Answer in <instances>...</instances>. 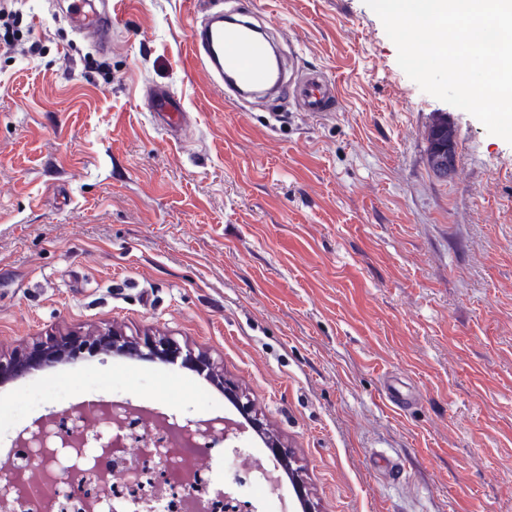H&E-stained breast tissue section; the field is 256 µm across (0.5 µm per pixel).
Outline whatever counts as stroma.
I'll use <instances>...</instances> for the list:
<instances>
[{"instance_id": "stroma-1", "label": "stroma", "mask_w": 512, "mask_h": 512, "mask_svg": "<svg viewBox=\"0 0 512 512\" xmlns=\"http://www.w3.org/2000/svg\"><path fill=\"white\" fill-rule=\"evenodd\" d=\"M299 69L342 92L313 119L239 106L190 63L217 0H124L100 54L54 0H0V356L111 326L207 354L217 381L133 352L0 378V466L78 402L179 418L251 398L311 512H512V144L423 92L364 0H242ZM181 96L167 136L145 87ZM456 129L448 177L429 127ZM408 406L384 397L385 382ZM250 461L197 456L257 512ZM448 115L438 114L430 126L428 162L432 170L440 175H448V136L452 131L448 128Z\"/></svg>"}]
</instances>
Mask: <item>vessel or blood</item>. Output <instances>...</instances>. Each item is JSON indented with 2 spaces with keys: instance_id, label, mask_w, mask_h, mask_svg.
<instances>
[{
  "instance_id": "1",
  "label": "vessel or blood",
  "mask_w": 512,
  "mask_h": 512,
  "mask_svg": "<svg viewBox=\"0 0 512 512\" xmlns=\"http://www.w3.org/2000/svg\"><path fill=\"white\" fill-rule=\"evenodd\" d=\"M67 12L99 53L111 52L112 29L119 16L111 0H101L96 9L87 0H70ZM189 44L192 63L225 92L239 96L285 93L297 102L301 112L315 119L339 106L338 84L325 72L298 70L286 77L273 67L266 45L250 22H228L223 11H214L200 25L191 27ZM145 103L160 117L163 128L182 125L185 107L168 90L150 92Z\"/></svg>"
}]
</instances>
